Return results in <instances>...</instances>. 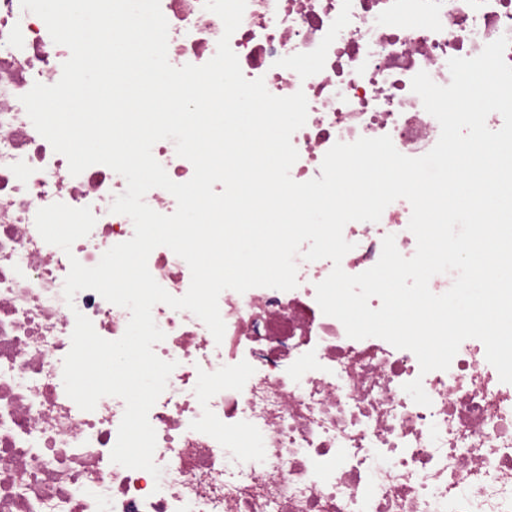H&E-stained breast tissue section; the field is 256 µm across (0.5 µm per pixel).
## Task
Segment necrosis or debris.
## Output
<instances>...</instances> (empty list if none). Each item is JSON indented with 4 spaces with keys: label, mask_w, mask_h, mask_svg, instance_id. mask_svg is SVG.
I'll return each mask as SVG.
<instances>
[{
    "label": "necrosis or debris",
    "mask_w": 512,
    "mask_h": 512,
    "mask_svg": "<svg viewBox=\"0 0 512 512\" xmlns=\"http://www.w3.org/2000/svg\"><path fill=\"white\" fill-rule=\"evenodd\" d=\"M204 3L160 0L171 65L215 55L224 26ZM503 36L512 0H247L230 46L271 94L304 92L290 176L306 182L339 141L387 135L406 156L426 154L441 128L413 77L448 85L449 59ZM68 58L21 0H0V512H512V384L483 343L463 341L448 370L424 374L411 351L349 338L316 301L327 259L297 258L289 291H223L219 342L191 312L156 304L165 338L153 349L176 364L148 415L161 475L112 462L125 403L81 410L63 360L76 314L116 340L130 313L93 290L66 302L64 281L71 260L95 266L132 238V220L111 210L126 181L102 164L72 175L21 102L57 83ZM56 202L96 218L68 253L35 225ZM411 213L399 199L378 222L347 223L343 270L373 267L389 234L412 257ZM148 268L172 296L188 291L190 269L168 247ZM416 379L431 406L404 391Z\"/></svg>",
    "instance_id": "4bbe7bcc"
}]
</instances>
